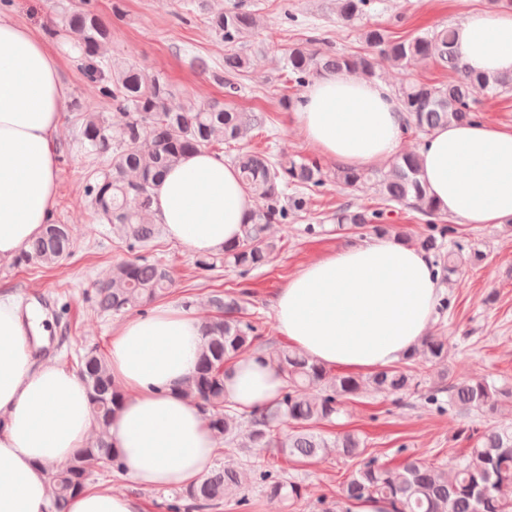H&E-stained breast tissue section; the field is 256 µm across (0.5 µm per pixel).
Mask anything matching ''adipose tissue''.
<instances>
[{
    "label": "adipose tissue",
    "instance_id": "obj_1",
    "mask_svg": "<svg viewBox=\"0 0 512 512\" xmlns=\"http://www.w3.org/2000/svg\"><path fill=\"white\" fill-rule=\"evenodd\" d=\"M467 70L512 73V12L469 10L456 27ZM67 94L56 56L28 28L0 14V263L49 223L55 205V137ZM404 115L389 87L347 71L307 87L294 123L305 140L345 167L392 158ZM422 177L447 215L466 224L512 219V131L484 122L434 130L419 151ZM152 207L167 235L212 254L243 234L254 201L223 155L183 158L158 181ZM439 273L425 251L394 237L345 243L303 267L274 300L276 327L327 367H390L425 337L439 300ZM34 325L0 300V512H45L48 467L87 443V389L74 372L39 359ZM205 342V321L172 303L125 320L112 338V379L125 399L107 442L138 488L199 482L216 440L201 406L183 394ZM283 379L267 353L239 357L224 373V399L242 411L271 404ZM68 512H144L142 500L89 489Z\"/></svg>",
    "mask_w": 512,
    "mask_h": 512
}]
</instances>
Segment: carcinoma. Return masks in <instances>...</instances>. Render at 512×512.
<instances>
[{
	"mask_svg": "<svg viewBox=\"0 0 512 512\" xmlns=\"http://www.w3.org/2000/svg\"><path fill=\"white\" fill-rule=\"evenodd\" d=\"M373 0H339L340 18L351 24L366 15ZM209 29L232 48L248 41L259 27L256 14L234 7L207 17ZM55 27L75 40L82 68L100 79L102 94L119 111L120 121L111 126L99 116L82 117L80 141L86 150L103 162L94 183L86 188L94 214L112 225L130 251L146 249L158 237L160 225L151 209L155 182L189 154L211 151L217 146L235 144L253 132H262L268 118L263 112L238 110L221 101L176 103L170 86L158 73L135 64L115 63L109 57L112 25L86 7L85 0H69L62 7ZM361 38L387 63L400 69L414 60L433 61L458 78L443 85L408 80L398 89L397 99L407 114L404 132L428 135L451 122L466 123L481 118L478 96L512 88L511 75L474 74L461 61L455 30L444 27L426 35L395 37L380 27L362 31ZM314 47L294 46L288 50V81L301 89L326 71L348 70L371 79L375 75L370 55H338L324 40L313 38ZM249 59L237 54L224 55V89L232 92L236 77L245 73ZM243 185L260 201L243 222V236L224 245V250L200 256L196 267L213 271L228 266L242 276L268 264L279 252V242L267 236L270 224H286L290 217L307 210L309 196L323 185V171L316 159H295L265 152L243 151L230 156ZM375 179L385 201L412 204L425 217V229L418 246L427 251L441 248L448 227L435 223L440 207L421 180L418 155L406 153L375 177L360 168H344L339 179L347 187H357ZM336 223L357 230L366 228L387 235L385 211L336 210ZM72 249L66 224H46L42 232L15 259L18 266H53L64 261ZM173 280L164 265L144 256L124 261L112 271V279L95 287L94 306L103 314L143 310L156 299L171 293ZM248 292H226L211 298L215 316L206 323V342L195 373L185 393L199 402L208 426L219 442L231 443L246 435L253 448H274L285 461L303 463L322 459L329 449L359 459V467L346 483L336 509L324 512H351L350 505L362 500L388 503L392 512H512V424H491L478 437L474 448L454 470H447L419 459L406 458L398 466L366 456L363 440L347 432L328 440L314 427L336 415L345 399L364 389L389 396L416 393L422 380L409 366H392L368 377L333 375L328 368L299 352L283 348L271 355L281 373L284 387L280 397L266 408L238 414L224 402L226 365L256 350L254 342L262 328L258 320L242 317ZM418 352L439 365L449 357L448 340L428 336ZM76 372L88 388L89 411L98 424V437L77 449L72 458L48 473L50 500L48 512H66L70 498L89 487L95 472L119 467V453L105 439L112 416L125 395L112 382L108 358L92 348L80 356ZM448 372L425 393L433 404L448 392V406L459 412H494L512 391L499 388L485 378L445 385ZM255 479L266 495L276 500H298L302 488L285 482L267 468L255 471ZM241 474L230 467L214 469L200 482L185 489L183 497L196 509L215 508L229 494L240 490Z\"/></svg>",
	"mask_w": 512,
	"mask_h": 512,
	"instance_id": "1",
	"label": "carcinoma"
}]
</instances>
